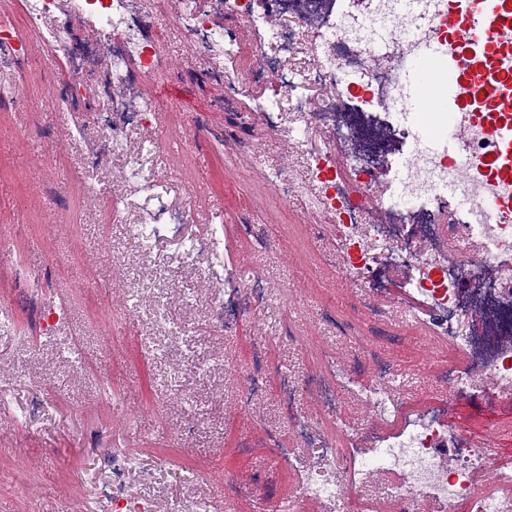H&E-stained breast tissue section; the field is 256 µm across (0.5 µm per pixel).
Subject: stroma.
<instances>
[{"label":"stroma","instance_id":"1","mask_svg":"<svg viewBox=\"0 0 512 512\" xmlns=\"http://www.w3.org/2000/svg\"><path fill=\"white\" fill-rule=\"evenodd\" d=\"M143 2L160 67L138 81L157 108L126 137L149 155L151 189L95 121L109 102L92 84L88 25L67 22L90 68L66 102L62 50L38 43L21 0H0V22L22 47L0 52V273L42 281L37 299L18 305L15 330H0V512H280L296 473L271 438L295 445L289 411L320 417L306 384L325 357L354 365L336 395L357 426L372 419L350 388L372 379L373 366L357 362L370 347L406 406L448 398L435 377L447 346L353 287L334 264L335 224L267 179L266 166L292 150L286 130L255 110L271 86L227 90L181 40L175 11ZM91 179L179 221L160 225L141 254L106 225ZM211 230L223 240L217 275L182 246ZM159 297L190 336L152 326ZM254 375L265 388L241 403ZM126 448L139 463L113 476L112 455Z\"/></svg>","mask_w":512,"mask_h":512}]
</instances>
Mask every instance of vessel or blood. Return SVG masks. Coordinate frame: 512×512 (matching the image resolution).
<instances>
[{"mask_svg":"<svg viewBox=\"0 0 512 512\" xmlns=\"http://www.w3.org/2000/svg\"><path fill=\"white\" fill-rule=\"evenodd\" d=\"M443 23L458 51L472 56L473 62L464 70L434 74L430 64L440 47L428 44L419 60L401 74L404 110L418 123L422 142L454 162L463 142L460 126L451 121L438 127L425 115L446 111L447 96L467 92L481 106L477 119L500 134L492 171L511 180L512 139L507 132L512 129V0H466L465 7L448 12Z\"/></svg>","mask_w":512,"mask_h":512,"instance_id":"1","label":"vessel or blood"}]
</instances>
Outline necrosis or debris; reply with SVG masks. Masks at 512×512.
Instances as JSON below:
<instances>
[{"mask_svg": "<svg viewBox=\"0 0 512 512\" xmlns=\"http://www.w3.org/2000/svg\"><path fill=\"white\" fill-rule=\"evenodd\" d=\"M29 27L52 45L70 43L68 17L87 21L100 47L111 80L124 86L97 123L120 139L126 127L143 123L152 104L142 101L138 84L129 82L132 66L151 72L154 54L142 34L138 0H23ZM226 14L236 17L241 32L228 35L209 14L180 0L176 13L185 38L200 45L215 73L225 58L249 53L254 60L245 79L273 83L272 95L256 109L266 125L288 127L295 147L306 159L307 172L281 184L293 198L311 194L314 207L339 217L338 268L354 287L371 288L391 298L395 309L414 300L429 317L439 340L448 344V360L436 378L450 396L481 395L479 423L488 429L512 422V180L491 177L486 170L495 135L471 113H432L439 123L456 120L465 131L462 165L418 148L417 129L407 120L371 124L379 111L397 107L399 65L415 57L420 45L436 42L443 51L434 71L468 67L440 23L448 0H357L356 9L332 21L329 0H223ZM261 30L258 41L242 34ZM313 50L306 75L288 59ZM328 94L327 106H316L300 91L301 83ZM325 134L329 147L314 149L312 131ZM352 144L350 158L360 191L336 173L333 143ZM413 142L406 159L411 171L400 196L383 191V171L375 143ZM466 204L457 223L442 227L441 211ZM372 385L364 394L377 419L397 421L395 431L379 434L344 425L333 384L314 378L310 387L328 412L312 421L292 416V425L309 448L288 496V512H364L359 493L369 478L394 475L389 512H417L429 501L454 512H512V470L500 472L504 490L488 491L480 480L498 454L489 442L466 444L435 403L406 408L389 390L387 366L377 362ZM352 452L346 470L336 467L338 442ZM451 456H442V449Z\"/></svg>", "mask_w": 512, "mask_h": 512, "instance_id": "1", "label": "necrosis or debris"}]
</instances>
